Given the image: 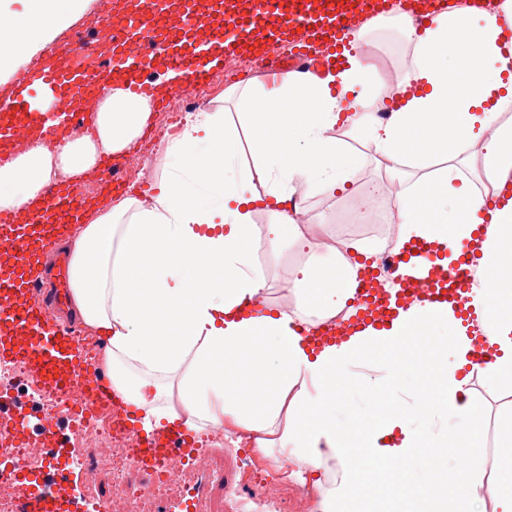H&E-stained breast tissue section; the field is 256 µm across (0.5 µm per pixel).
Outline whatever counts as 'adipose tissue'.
Segmentation results:
<instances>
[{
	"instance_id": "obj_1",
	"label": "adipose tissue",
	"mask_w": 512,
	"mask_h": 512,
	"mask_svg": "<svg viewBox=\"0 0 512 512\" xmlns=\"http://www.w3.org/2000/svg\"><path fill=\"white\" fill-rule=\"evenodd\" d=\"M79 4L27 0L0 70ZM386 18L412 49L388 121L376 116L387 90L361 49L362 27L339 73H288L257 95L228 88L249 116L254 165L241 164L223 113L190 116L153 204L102 200L71 238L73 299L104 344V383L142 411L144 428L244 430L296 478L319 472L317 512H512V406L487 468L475 450L488 405L458 377L480 334L499 350L482 373L512 390V0L482 9L454 0L424 25L397 2ZM152 118L150 98L111 91L97 104L95 138L36 147L0 168V210L36 206L57 177L83 179L100 152L130 149ZM341 120L375 144L401 186V243L456 259L483 230L468 292L478 334L452 308L411 309L388 327L311 347L304 328L354 311L360 266L340 252L327 262L303 255L292 309L247 312L268 289L252 267L255 206L273 199L277 240L296 237L282 203L300 187L344 188L358 167L334 133ZM437 159L442 168L428 174ZM355 405L367 420L351 417ZM400 463L410 477L378 498L370 473Z\"/></svg>"
}]
</instances>
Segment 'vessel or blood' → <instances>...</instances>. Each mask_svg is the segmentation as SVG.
<instances>
[{
    "label": "vessel or blood",
    "mask_w": 512,
    "mask_h": 512,
    "mask_svg": "<svg viewBox=\"0 0 512 512\" xmlns=\"http://www.w3.org/2000/svg\"><path fill=\"white\" fill-rule=\"evenodd\" d=\"M385 0H100L102 26L91 50L63 49L55 58L26 68L23 77L0 87V167L28 140L56 143L86 124L90 106L120 86L166 105L181 89L206 84L237 58L267 59L275 45L294 50L298 66L326 68L348 26L384 10ZM87 198L76 187L56 186L34 208L0 212V364L21 363L48 390L80 382L85 402L111 408L139 441L137 471L147 474L163 462H190L194 438L174 426L145 432L132 406H111L94 365L70 324L55 315L62 303L63 271H51L48 253L84 221ZM469 271L454 266L448 280L407 276L386 313L361 298L347 331L382 324L411 303L433 309L449 293L466 291ZM36 417L16 399L0 396V434L16 436L17 426L34 427ZM50 447L39 464L11 462L21 512H105L107 499L85 495L69 463L72 430L67 419L43 426Z\"/></svg>",
    "instance_id": "obj_1"
}]
</instances>
